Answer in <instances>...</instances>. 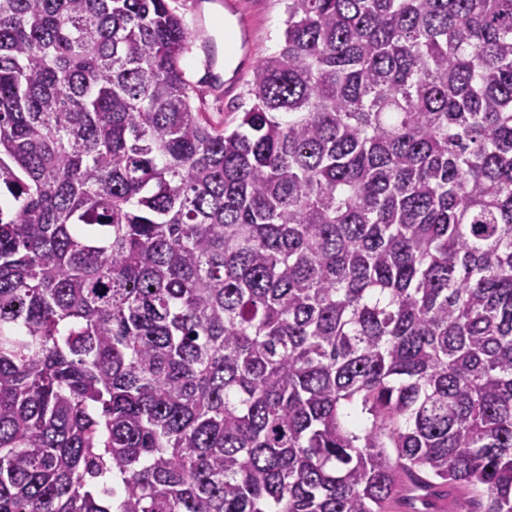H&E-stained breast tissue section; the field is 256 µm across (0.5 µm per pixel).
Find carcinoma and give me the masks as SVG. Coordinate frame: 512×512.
Masks as SVG:
<instances>
[{
    "mask_svg": "<svg viewBox=\"0 0 512 512\" xmlns=\"http://www.w3.org/2000/svg\"><path fill=\"white\" fill-rule=\"evenodd\" d=\"M285 2L0 0V512H512V0ZM214 1H224V7ZM200 2H203L201 10L204 14L205 23L216 37V45L202 18H200L195 26ZM170 4L174 7L177 14L183 16L188 21L193 32L195 29L197 48L203 56L205 63L210 67L215 66L218 63L219 56L224 67V23L226 28L228 21L235 23L234 18L225 16L224 8L233 9L237 2L232 0H172ZM241 3V13L244 23L251 29L253 39L247 59H243V51L240 45H234V63L231 67V76L235 68L245 65V75L240 81L237 90L236 82L239 74L224 80V88L216 87L208 73L204 70L194 50L186 53L180 62V66L186 77L196 85L197 96L194 107L200 112H205L206 117L215 123H222L233 127L238 121L242 109H237L242 100L248 104L246 90L252 79V71L256 62L264 56L277 52L282 45V34L285 28V2L282 0H238ZM225 92V93H224Z\"/></svg>",
    "mask_w": 512,
    "mask_h": 512,
    "instance_id": "cac0c4a2",
    "label": "carcinoma"
}]
</instances>
